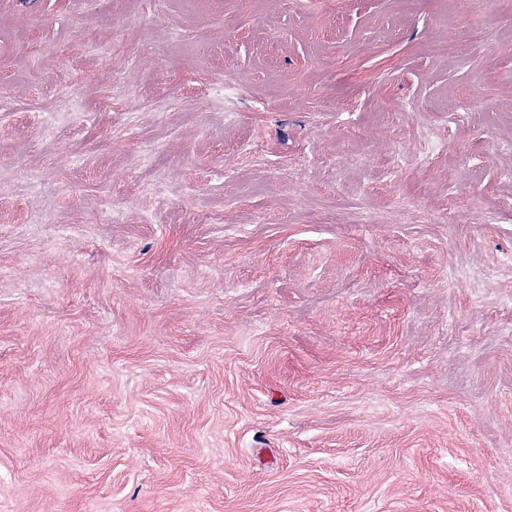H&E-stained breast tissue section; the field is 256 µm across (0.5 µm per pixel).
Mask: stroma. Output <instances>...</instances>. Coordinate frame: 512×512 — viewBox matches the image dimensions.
<instances>
[{
  "label": "stroma",
  "mask_w": 512,
  "mask_h": 512,
  "mask_svg": "<svg viewBox=\"0 0 512 512\" xmlns=\"http://www.w3.org/2000/svg\"><path fill=\"white\" fill-rule=\"evenodd\" d=\"M512 0H0V512H512Z\"/></svg>",
  "instance_id": "stroma-1"
}]
</instances>
